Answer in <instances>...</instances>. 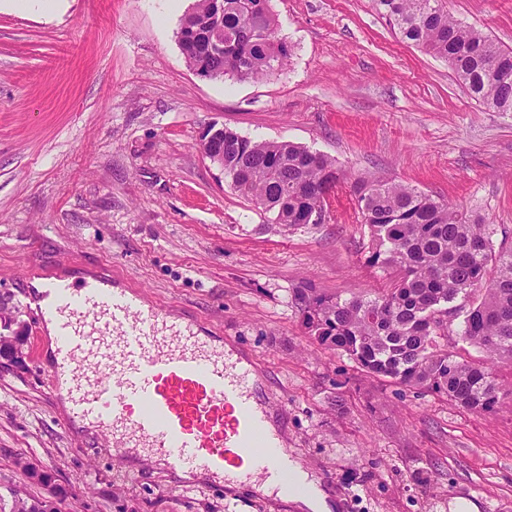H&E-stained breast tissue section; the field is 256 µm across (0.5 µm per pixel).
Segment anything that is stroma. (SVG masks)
<instances>
[{
  "label": "stroma",
  "instance_id": "35a3bbf8",
  "mask_svg": "<svg viewBox=\"0 0 512 512\" xmlns=\"http://www.w3.org/2000/svg\"><path fill=\"white\" fill-rule=\"evenodd\" d=\"M194 0H0V297L47 276L116 277L255 365L285 445L337 512H512V405L475 414L371 375L302 324L300 291L375 297L397 279L340 187L323 224L282 232L205 158L209 125L334 158L348 178L418 187L512 231V112L473 100L371 0H271L290 48L263 80L203 79L177 33ZM512 47V0H445ZM42 363L0 357V489L57 512H296L249 486L137 468L73 422Z\"/></svg>",
  "mask_w": 512,
  "mask_h": 512
}]
</instances>
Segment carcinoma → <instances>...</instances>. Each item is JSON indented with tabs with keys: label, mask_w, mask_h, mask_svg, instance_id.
<instances>
[{
	"label": "carcinoma",
	"mask_w": 512,
	"mask_h": 512,
	"mask_svg": "<svg viewBox=\"0 0 512 512\" xmlns=\"http://www.w3.org/2000/svg\"><path fill=\"white\" fill-rule=\"evenodd\" d=\"M195 0L178 39L190 68L210 79H264L286 64L270 0ZM401 38L439 57L473 98L495 112H512V49L462 23L442 0H372ZM229 186L275 214L290 231L328 204L345 174L336 160L289 142L254 141L223 127L213 136ZM353 202L370 230L369 262L395 268L399 280L373 297L300 292L310 335L340 350L359 368L424 388L474 413H493L505 393L491 364L512 362V241L494 245V225L412 186L360 178ZM484 355L469 361L448 351V336ZM45 498L0 493V512H44Z\"/></svg>",
	"instance_id": "1"
}]
</instances>
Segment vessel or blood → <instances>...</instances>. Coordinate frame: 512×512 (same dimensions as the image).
<instances>
[{"instance_id": "obj_1", "label": "vessel or blood", "mask_w": 512, "mask_h": 512, "mask_svg": "<svg viewBox=\"0 0 512 512\" xmlns=\"http://www.w3.org/2000/svg\"><path fill=\"white\" fill-rule=\"evenodd\" d=\"M28 307L55 329L49 384L67 383L73 417L107 436L118 456L297 489L251 364L225 355L193 321L101 279L74 288L51 277Z\"/></svg>"}]
</instances>
